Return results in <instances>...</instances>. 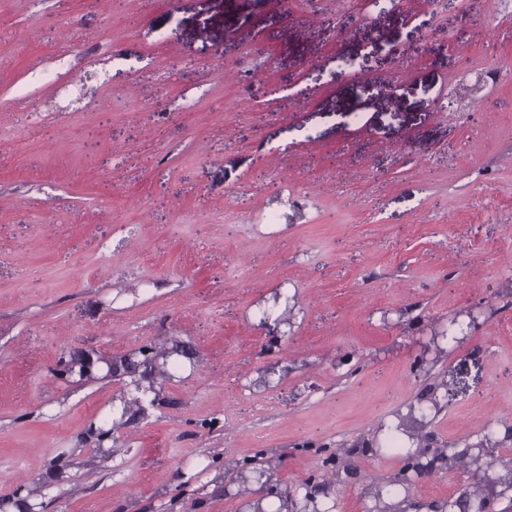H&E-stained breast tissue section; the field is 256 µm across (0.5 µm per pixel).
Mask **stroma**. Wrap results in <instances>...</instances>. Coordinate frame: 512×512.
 <instances>
[{
	"instance_id": "35a3bbf8",
	"label": "stroma",
	"mask_w": 512,
	"mask_h": 512,
	"mask_svg": "<svg viewBox=\"0 0 512 512\" xmlns=\"http://www.w3.org/2000/svg\"><path fill=\"white\" fill-rule=\"evenodd\" d=\"M144 346L143 410L56 371ZM434 401L512 421V0H0V503L436 504L479 474L381 446Z\"/></svg>"
}]
</instances>
